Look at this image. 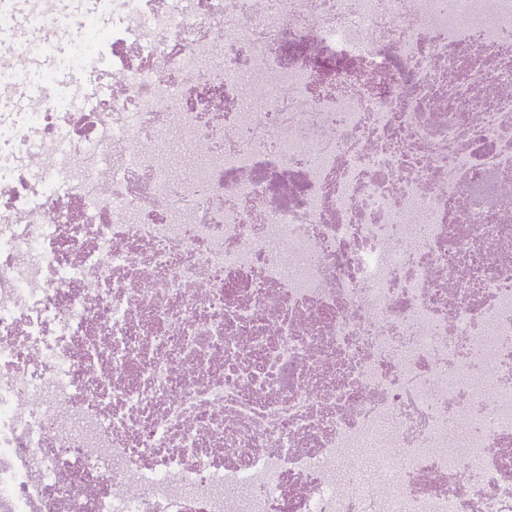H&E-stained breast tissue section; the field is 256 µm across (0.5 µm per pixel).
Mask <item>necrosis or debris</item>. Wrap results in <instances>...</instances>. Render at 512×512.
Here are the masks:
<instances>
[{
    "label": "necrosis or debris",
    "mask_w": 512,
    "mask_h": 512,
    "mask_svg": "<svg viewBox=\"0 0 512 512\" xmlns=\"http://www.w3.org/2000/svg\"><path fill=\"white\" fill-rule=\"evenodd\" d=\"M468 4L0 0L70 44L0 43V512H512V0Z\"/></svg>",
    "instance_id": "obj_1"
}]
</instances>
